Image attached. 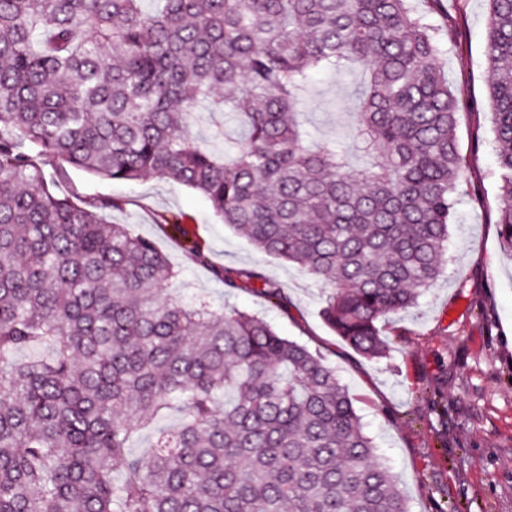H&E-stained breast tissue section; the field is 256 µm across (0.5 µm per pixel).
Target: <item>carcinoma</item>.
<instances>
[{
  "label": "carcinoma",
  "instance_id": "cac0c4a2",
  "mask_svg": "<svg viewBox=\"0 0 512 512\" xmlns=\"http://www.w3.org/2000/svg\"><path fill=\"white\" fill-rule=\"evenodd\" d=\"M142 2L0 0V512H410L333 367L258 316L182 300L155 242L106 223L116 202L52 191L41 160L201 193L320 282L325 324L378 358V323L441 272L466 167L438 0ZM487 4L512 253V0ZM356 66L361 168L300 122L312 74ZM214 112L243 135L196 139ZM224 288L283 300L258 272ZM173 409L177 427L128 453Z\"/></svg>",
  "mask_w": 512,
  "mask_h": 512
}]
</instances>
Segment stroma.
Returning a JSON list of instances; mask_svg holds the SVG:
<instances>
[{
  "label": "stroma",
  "mask_w": 512,
  "mask_h": 512,
  "mask_svg": "<svg viewBox=\"0 0 512 512\" xmlns=\"http://www.w3.org/2000/svg\"><path fill=\"white\" fill-rule=\"evenodd\" d=\"M449 85L463 99L459 148L467 160L442 271L415 307L381 326L383 357L354 352L324 323L326 292L299 266L258 251L214 215L205 197L146 175L114 182L46 167L57 193L115 200L105 218L153 239L197 293L263 317L334 367L365 432L411 512H512V257L499 236L496 152L485 59L486 0H450L436 16ZM361 73L314 76L303 129L311 144L335 140L353 153L350 128ZM198 244L204 261L189 252ZM258 271L287 305L255 291L225 296L220 271Z\"/></svg>",
  "instance_id": "35a3bbf8"
}]
</instances>
